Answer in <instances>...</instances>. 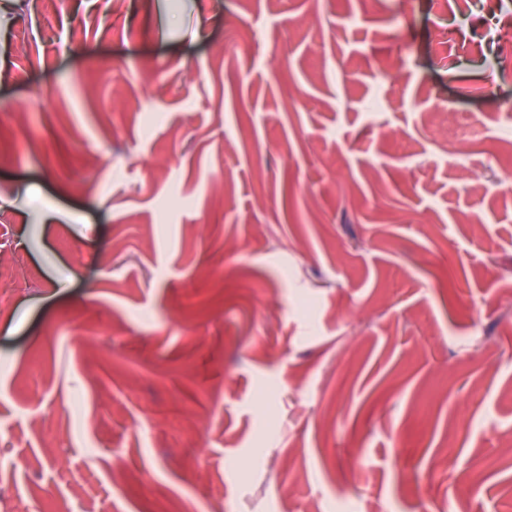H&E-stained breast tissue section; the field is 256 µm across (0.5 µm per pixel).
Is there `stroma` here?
<instances>
[{
  "mask_svg": "<svg viewBox=\"0 0 512 512\" xmlns=\"http://www.w3.org/2000/svg\"><path fill=\"white\" fill-rule=\"evenodd\" d=\"M510 37L512 0H0L13 512H512Z\"/></svg>",
  "mask_w": 512,
  "mask_h": 512,
  "instance_id": "stroma-1",
  "label": "stroma"
}]
</instances>
